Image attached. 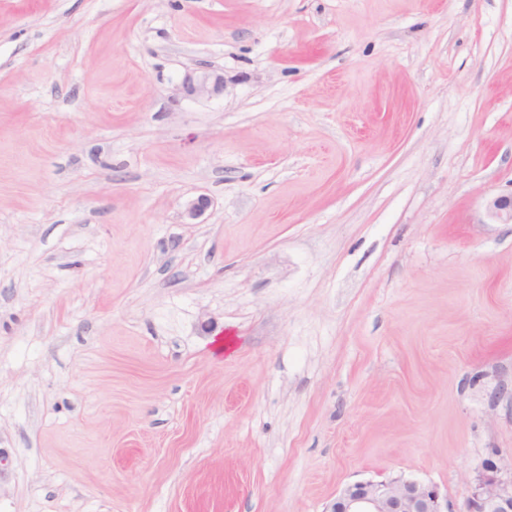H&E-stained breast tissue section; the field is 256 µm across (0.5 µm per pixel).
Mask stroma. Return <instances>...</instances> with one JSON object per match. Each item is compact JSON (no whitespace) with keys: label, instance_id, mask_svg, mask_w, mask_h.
Segmentation results:
<instances>
[{"label":"stroma","instance_id":"35a3bbf8","mask_svg":"<svg viewBox=\"0 0 512 512\" xmlns=\"http://www.w3.org/2000/svg\"><path fill=\"white\" fill-rule=\"evenodd\" d=\"M511 195L512 0H0V512H463ZM184 89L192 96H213L224 90V76L210 70L201 71L196 79H189L184 83ZM326 512H456L434 485L413 478L357 481L342 488Z\"/></svg>","mask_w":512,"mask_h":512}]
</instances>
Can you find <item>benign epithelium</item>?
<instances>
[{
    "mask_svg": "<svg viewBox=\"0 0 512 512\" xmlns=\"http://www.w3.org/2000/svg\"><path fill=\"white\" fill-rule=\"evenodd\" d=\"M187 94L213 96L224 90V76L204 70L184 83ZM491 216L512 223V196L489 203ZM327 512H456L434 485L413 478L357 481L342 488ZM463 512H512V463L497 456L482 461Z\"/></svg>",
    "mask_w": 512,
    "mask_h": 512,
    "instance_id": "obj_1",
    "label": "benign epithelium"
}]
</instances>
